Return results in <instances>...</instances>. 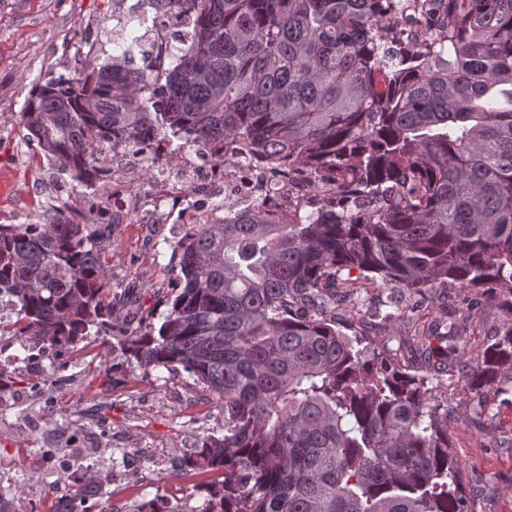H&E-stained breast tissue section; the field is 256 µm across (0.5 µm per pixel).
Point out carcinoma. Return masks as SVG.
I'll return each instance as SVG.
<instances>
[{"mask_svg":"<svg viewBox=\"0 0 512 512\" xmlns=\"http://www.w3.org/2000/svg\"><path fill=\"white\" fill-rule=\"evenodd\" d=\"M414 2L134 0L118 28L141 35L37 82L18 112L69 194L38 224H0L10 335L58 367L110 336L130 367L185 372L222 404L223 434L171 463L202 505L157 496L130 512H467L448 382L477 393L512 372V0H432L405 37ZM158 139L307 171L323 199L293 224L257 206L164 240L178 274L156 324L112 293L115 225L91 205L75 220L72 198L95 189L113 141L142 153ZM362 286L467 296L432 308L446 332L413 336L406 358L342 331L336 311ZM482 288L507 308L474 363L461 342ZM107 487L87 469L53 512H91Z\"/></svg>","mask_w":512,"mask_h":512,"instance_id":"obj_1","label":"carcinoma"}]
</instances>
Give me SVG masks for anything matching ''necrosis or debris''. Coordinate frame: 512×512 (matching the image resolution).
<instances>
[{
    "instance_id": "necrosis-or-debris-1",
    "label": "necrosis or debris",
    "mask_w": 512,
    "mask_h": 512,
    "mask_svg": "<svg viewBox=\"0 0 512 512\" xmlns=\"http://www.w3.org/2000/svg\"><path fill=\"white\" fill-rule=\"evenodd\" d=\"M147 162L155 166L157 178L140 179V168ZM107 166L101 215L115 224L129 223L135 213L145 224H214L225 211L257 205L269 222L285 224L294 221L297 206L313 199L306 174L271 187L253 160L219 165L204 148L173 151L159 144L144 157L119 146L109 155Z\"/></svg>"
}]
</instances>
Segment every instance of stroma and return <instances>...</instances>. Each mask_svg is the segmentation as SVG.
Segmentation results:
<instances>
[{"label":"stroma","instance_id":"1","mask_svg":"<svg viewBox=\"0 0 512 512\" xmlns=\"http://www.w3.org/2000/svg\"><path fill=\"white\" fill-rule=\"evenodd\" d=\"M112 0H0V222L22 224L40 212L61 190L50 184L46 166L30 167L34 150L18 114L33 84L69 74L76 66L69 47L94 43L112 54ZM141 224L117 228L107 261L112 286L136 283L145 312H164L175 272L169 271L164 243L154 260L142 257ZM505 317L493 295L469 321L466 354H481ZM66 368L46 374L41 367L16 370L11 387L19 397L0 406V485L20 486L19 512H51L70 470L47 471L44 452L54 445L64 421L105 422L106 448L94 452L100 469L127 458L104 512H128L143 499L163 496L180 507L200 505L193 478L169 471L203 432L221 430L220 402L184 373L149 375L130 369L104 340L67 354ZM508 377L482 390L480 397L456 392L448 402V437L458 462L470 512H512V404L502 391Z\"/></svg>","mask_w":512,"mask_h":512}]
</instances>
